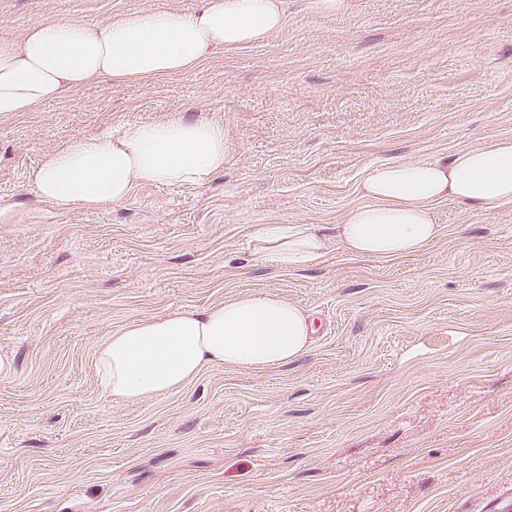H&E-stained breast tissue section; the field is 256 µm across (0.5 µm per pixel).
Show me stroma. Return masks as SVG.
<instances>
[{
    "label": "stroma",
    "mask_w": 512,
    "mask_h": 512,
    "mask_svg": "<svg viewBox=\"0 0 512 512\" xmlns=\"http://www.w3.org/2000/svg\"><path fill=\"white\" fill-rule=\"evenodd\" d=\"M201 0H0V39ZM175 115L224 125V169L56 211L28 174L71 141ZM512 138V0H288L263 43L194 71L93 78L0 118V512H486L512 489V209L434 206L420 253H344L371 165ZM261 224L326 252L257 264ZM277 294L318 323L263 370L213 368L127 403L97 343L128 322Z\"/></svg>",
    "instance_id": "obj_1"
}]
</instances>
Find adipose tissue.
Listing matches in <instances>:
<instances>
[{
  "mask_svg": "<svg viewBox=\"0 0 512 512\" xmlns=\"http://www.w3.org/2000/svg\"><path fill=\"white\" fill-rule=\"evenodd\" d=\"M285 22L283 0H204L192 14L142 10L98 23L48 18L20 39L0 41V116L36 112L93 77L117 85L187 74L224 48L260 43ZM224 168V126L181 116L132 123L51 152L29 174L56 210L95 211L126 201L143 184L202 185ZM362 202L336 227L361 257L418 253L441 233L433 206L479 212L512 208V139L458 152L450 161L382 162L358 185ZM259 264L297 269L322 255L307 224H262ZM316 326L297 306L265 292L204 309L134 320L101 340L99 383L112 399L139 402L184 388L205 370H263L308 348Z\"/></svg>",
  "mask_w": 512,
  "mask_h": 512,
  "instance_id": "1",
  "label": "adipose tissue"
}]
</instances>
